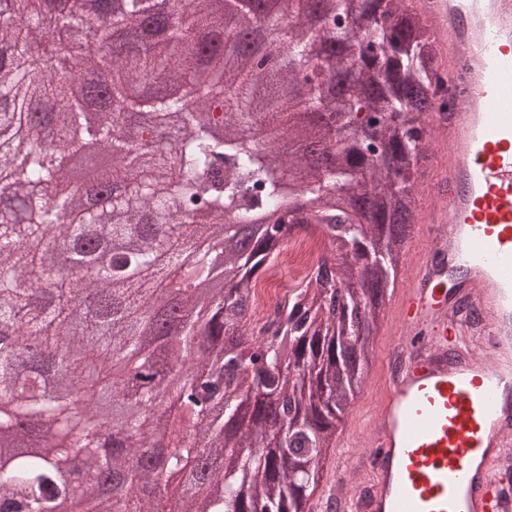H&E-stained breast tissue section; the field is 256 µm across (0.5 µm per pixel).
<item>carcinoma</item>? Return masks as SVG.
I'll return each mask as SVG.
<instances>
[{
    "instance_id": "carcinoma-1",
    "label": "carcinoma",
    "mask_w": 512,
    "mask_h": 512,
    "mask_svg": "<svg viewBox=\"0 0 512 512\" xmlns=\"http://www.w3.org/2000/svg\"><path fill=\"white\" fill-rule=\"evenodd\" d=\"M71 0L43 27V0H0V512H161L163 474L180 512H313L307 490L364 381L368 350L403 245L419 222L416 187L432 155L429 99L443 81L431 26L406 0H288L279 16L243 0L234 67L220 47L162 55L157 0ZM193 26L221 36L215 0H189ZM142 39L78 74L39 48L101 21ZM205 68L218 82L193 109L154 80ZM112 99L152 113V149L123 112L84 121L107 72ZM307 147L260 150L242 130L266 124ZM92 142L115 166L102 207L63 190ZM294 170L300 181L287 182ZM299 231L321 234L310 279L259 323V271ZM40 268L33 280L30 273ZM172 272L174 292L148 287ZM98 298L92 312L78 297ZM106 372L86 404L70 398ZM118 408L121 438L98 405Z\"/></svg>"
}]
</instances>
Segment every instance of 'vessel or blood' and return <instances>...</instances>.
I'll use <instances>...</instances> for the list:
<instances>
[{
	"mask_svg": "<svg viewBox=\"0 0 512 512\" xmlns=\"http://www.w3.org/2000/svg\"><path fill=\"white\" fill-rule=\"evenodd\" d=\"M442 63L462 71L431 115L438 177L427 245L395 299L404 352L340 466L368 432L366 512H512L498 488L512 456V0H413Z\"/></svg>",
	"mask_w": 512,
	"mask_h": 512,
	"instance_id": "b4317fda",
	"label": "vessel or blood"
}]
</instances>
